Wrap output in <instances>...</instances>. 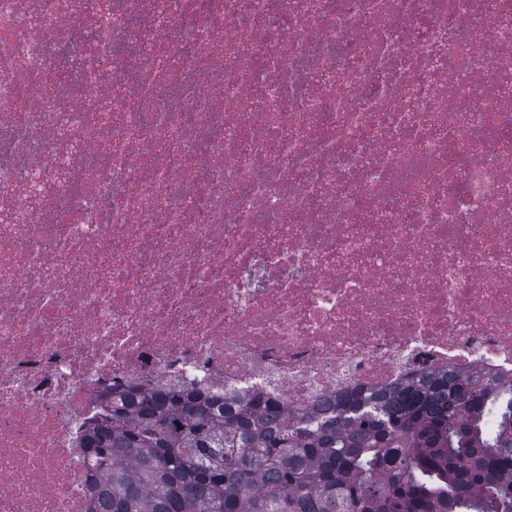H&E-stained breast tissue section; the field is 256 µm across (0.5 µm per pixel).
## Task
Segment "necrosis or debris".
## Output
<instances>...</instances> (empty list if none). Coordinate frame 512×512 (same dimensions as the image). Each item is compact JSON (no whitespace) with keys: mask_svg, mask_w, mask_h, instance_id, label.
I'll list each match as a JSON object with an SVG mask.
<instances>
[{"mask_svg":"<svg viewBox=\"0 0 512 512\" xmlns=\"http://www.w3.org/2000/svg\"><path fill=\"white\" fill-rule=\"evenodd\" d=\"M430 370L512 379V0H0V512L115 390Z\"/></svg>","mask_w":512,"mask_h":512,"instance_id":"necrosis-or-debris-1","label":"necrosis or debris"}]
</instances>
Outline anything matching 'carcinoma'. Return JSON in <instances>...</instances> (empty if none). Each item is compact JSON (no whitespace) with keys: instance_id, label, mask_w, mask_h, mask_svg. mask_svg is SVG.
Masks as SVG:
<instances>
[{"instance_id":"1","label":"carcinoma","mask_w":512,"mask_h":512,"mask_svg":"<svg viewBox=\"0 0 512 512\" xmlns=\"http://www.w3.org/2000/svg\"><path fill=\"white\" fill-rule=\"evenodd\" d=\"M319 421L195 386L103 398L96 512H512V382L426 373Z\"/></svg>"}]
</instances>
